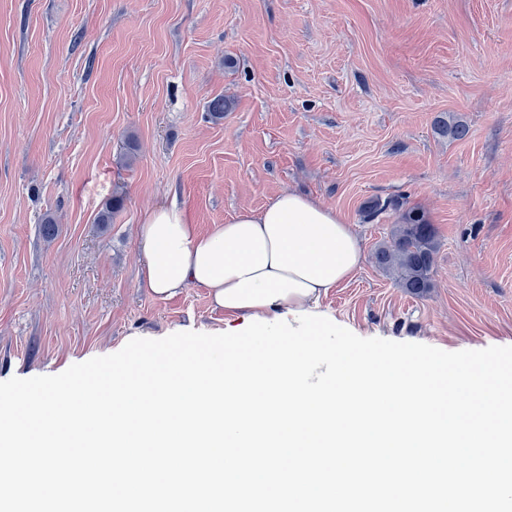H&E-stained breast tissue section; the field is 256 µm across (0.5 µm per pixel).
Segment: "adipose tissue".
<instances>
[{
    "mask_svg": "<svg viewBox=\"0 0 512 512\" xmlns=\"http://www.w3.org/2000/svg\"><path fill=\"white\" fill-rule=\"evenodd\" d=\"M138 251L154 294L193 285L216 306L256 321L272 310L300 312L353 278L363 261L359 240L335 209L290 191L205 235L183 208L148 211Z\"/></svg>",
    "mask_w": 512,
    "mask_h": 512,
    "instance_id": "adipose-tissue-1",
    "label": "adipose tissue"
}]
</instances>
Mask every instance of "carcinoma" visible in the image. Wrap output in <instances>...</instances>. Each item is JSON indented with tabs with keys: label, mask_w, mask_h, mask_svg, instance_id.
I'll return each mask as SVG.
<instances>
[{
	"label": "carcinoma",
	"mask_w": 512,
	"mask_h": 512,
	"mask_svg": "<svg viewBox=\"0 0 512 512\" xmlns=\"http://www.w3.org/2000/svg\"><path fill=\"white\" fill-rule=\"evenodd\" d=\"M434 226L416 210L401 214L389 240L374 255L376 263L397 276V284L408 294L424 297L433 287Z\"/></svg>",
	"instance_id": "1"
}]
</instances>
